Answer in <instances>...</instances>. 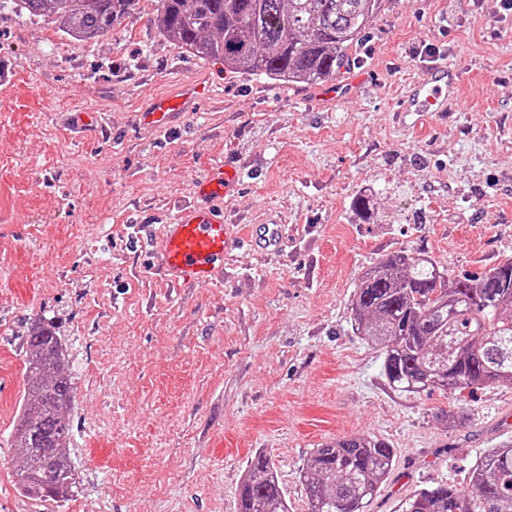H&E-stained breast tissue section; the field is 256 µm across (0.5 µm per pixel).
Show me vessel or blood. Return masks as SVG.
I'll list each match as a JSON object with an SVG mask.
<instances>
[{"label":"vessel or blood","instance_id":"b4317fda","mask_svg":"<svg viewBox=\"0 0 512 512\" xmlns=\"http://www.w3.org/2000/svg\"><path fill=\"white\" fill-rule=\"evenodd\" d=\"M460 87V75L453 64H430L425 76L411 82L400 95L397 109L418 116L456 110ZM199 93L198 85L187 84L178 93L154 96L141 119L153 126L170 124L175 115L189 111ZM240 179L234 162L217 165L200 179L195 202L178 208L164 224L160 271L170 283L208 286L223 273L231 227L218 202L237 190ZM283 239L281 226L275 224L256 229L246 243L253 248L277 249Z\"/></svg>","mask_w":512,"mask_h":512}]
</instances>
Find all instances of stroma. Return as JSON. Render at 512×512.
<instances>
[{
  "mask_svg": "<svg viewBox=\"0 0 512 512\" xmlns=\"http://www.w3.org/2000/svg\"><path fill=\"white\" fill-rule=\"evenodd\" d=\"M157 0L79 41L0 0V512H236L250 456L269 455L289 512L319 444L370 434L395 450L368 512L414 490H464L486 448L512 436V386L394 392L352 329L359 277L393 252L450 276L512 258V10L500 0H377L336 74L362 84L334 106L315 85L234 73L163 36ZM464 107L423 121L396 110L434 57ZM200 84L171 128L142 123L158 94ZM100 111L104 128L74 116ZM233 157L222 207L235 235L280 225L282 248L230 247L207 287L154 269L163 224L198 178ZM60 334L74 387L77 486L34 501L14 482L9 431L25 338ZM464 411L447 429L441 411Z\"/></svg>",
  "mask_w": 512,
  "mask_h": 512,
  "instance_id": "35a3bbf8",
  "label": "stroma"
}]
</instances>
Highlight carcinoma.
Listing matches in <instances>:
<instances>
[{
    "label": "carcinoma",
    "mask_w": 512,
    "mask_h": 512,
    "mask_svg": "<svg viewBox=\"0 0 512 512\" xmlns=\"http://www.w3.org/2000/svg\"><path fill=\"white\" fill-rule=\"evenodd\" d=\"M138 0H14L76 39H96L131 14ZM157 25L189 52L237 73L313 84L347 64L376 0H157ZM352 327L383 355V375L402 394L512 384V258L479 275L451 278L431 257L401 250L371 267L351 299ZM52 325L27 340L26 387L14 437L19 489L66 498L76 487L67 450L71 382ZM394 449L365 435L313 449L300 479L309 512H366L392 471ZM238 512H288L268 456L248 460ZM396 512H512V439L480 455L468 490L438 483L417 489Z\"/></svg>",
    "instance_id": "1"
}]
</instances>
